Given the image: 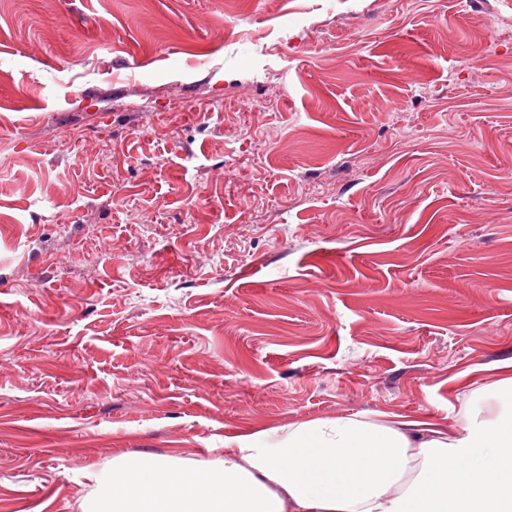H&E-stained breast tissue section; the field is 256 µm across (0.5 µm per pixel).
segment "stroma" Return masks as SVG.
I'll return each mask as SVG.
<instances>
[{
	"instance_id": "obj_1",
	"label": "stroma",
	"mask_w": 512,
	"mask_h": 512,
	"mask_svg": "<svg viewBox=\"0 0 512 512\" xmlns=\"http://www.w3.org/2000/svg\"><path fill=\"white\" fill-rule=\"evenodd\" d=\"M511 358L512 0H0V512Z\"/></svg>"
}]
</instances>
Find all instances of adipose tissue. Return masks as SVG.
I'll return each mask as SVG.
<instances>
[{"instance_id": "1", "label": "adipose tissue", "mask_w": 512, "mask_h": 512, "mask_svg": "<svg viewBox=\"0 0 512 512\" xmlns=\"http://www.w3.org/2000/svg\"><path fill=\"white\" fill-rule=\"evenodd\" d=\"M498 410L449 431L355 414L225 437L196 476L176 456L117 457L88 472L82 512H512V360Z\"/></svg>"}]
</instances>
